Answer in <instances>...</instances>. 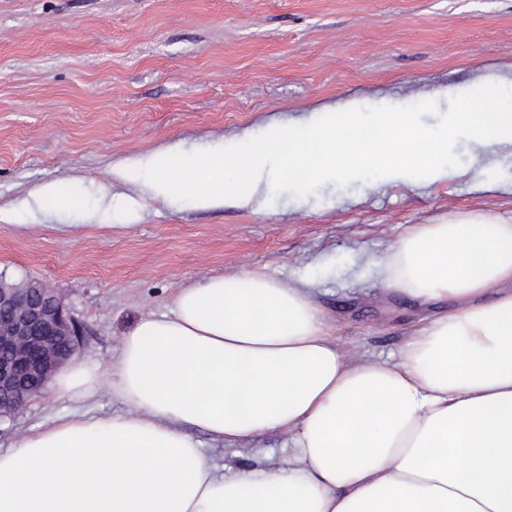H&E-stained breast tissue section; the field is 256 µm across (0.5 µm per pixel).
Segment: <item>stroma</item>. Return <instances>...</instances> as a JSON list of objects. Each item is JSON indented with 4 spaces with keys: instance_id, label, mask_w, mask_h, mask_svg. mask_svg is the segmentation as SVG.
Listing matches in <instances>:
<instances>
[{
    "instance_id": "1",
    "label": "stroma",
    "mask_w": 512,
    "mask_h": 512,
    "mask_svg": "<svg viewBox=\"0 0 512 512\" xmlns=\"http://www.w3.org/2000/svg\"><path fill=\"white\" fill-rule=\"evenodd\" d=\"M492 73L512 111V0H0V274L60 292L84 359H110L142 318L171 313L179 289L239 270L312 281L344 343L398 359L427 311L386 292L376 261L449 214L512 220V151L475 163L460 133L447 180L388 183L366 168L304 189L280 182L262 211L155 200L112 170L169 145L230 146L347 100L366 117L388 104L416 113L435 136L456 109L439 89L475 92ZM479 175L496 190L473 191ZM74 176L85 210L33 226L30 193ZM107 202L124 226H104ZM56 224L78 230L62 236ZM71 409L34 397L0 420V448ZM194 437L232 465L285 453L280 433L235 448Z\"/></svg>"
}]
</instances>
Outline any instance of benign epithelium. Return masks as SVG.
I'll return each instance as SVG.
<instances>
[{
  "label": "benign epithelium",
  "instance_id": "obj_1",
  "mask_svg": "<svg viewBox=\"0 0 512 512\" xmlns=\"http://www.w3.org/2000/svg\"><path fill=\"white\" fill-rule=\"evenodd\" d=\"M81 325L40 280H0V419L41 394L77 350Z\"/></svg>",
  "mask_w": 512,
  "mask_h": 512
}]
</instances>
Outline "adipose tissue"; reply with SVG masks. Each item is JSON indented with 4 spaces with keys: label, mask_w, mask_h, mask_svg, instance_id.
<instances>
[{
    "label": "adipose tissue",
    "mask_w": 512,
    "mask_h": 512,
    "mask_svg": "<svg viewBox=\"0 0 512 512\" xmlns=\"http://www.w3.org/2000/svg\"><path fill=\"white\" fill-rule=\"evenodd\" d=\"M489 78L460 95L446 138L411 112L364 123L351 104L266 124L244 149L170 146L112 175L149 197L255 211L274 182L307 187L378 166L390 181L449 176V135L512 147V113ZM81 179L33 193L44 215L83 207ZM387 290L452 308L426 319L398 362L343 345L306 281L213 275L142 318L107 362L55 376L67 415L0 449V512H512V223L451 215L402 236L376 264ZM109 390L128 410L79 404ZM232 448L279 431L278 467L220 465L194 431Z\"/></svg>",
    "instance_id": "ef3b65f1"
}]
</instances>
